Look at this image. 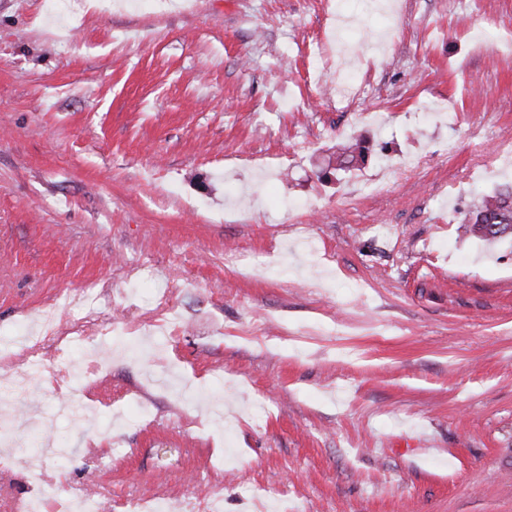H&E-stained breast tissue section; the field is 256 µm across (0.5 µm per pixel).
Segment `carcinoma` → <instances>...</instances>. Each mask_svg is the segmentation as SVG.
Returning a JSON list of instances; mask_svg holds the SVG:
<instances>
[{"label": "carcinoma", "instance_id": "obj_1", "mask_svg": "<svg viewBox=\"0 0 512 512\" xmlns=\"http://www.w3.org/2000/svg\"><path fill=\"white\" fill-rule=\"evenodd\" d=\"M459 230L487 242L512 238V187L482 197L461 219Z\"/></svg>", "mask_w": 512, "mask_h": 512}]
</instances>
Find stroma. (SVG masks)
<instances>
[{
    "instance_id": "35a3bbf8",
    "label": "stroma",
    "mask_w": 512,
    "mask_h": 512,
    "mask_svg": "<svg viewBox=\"0 0 512 512\" xmlns=\"http://www.w3.org/2000/svg\"><path fill=\"white\" fill-rule=\"evenodd\" d=\"M386 3L0 0V512H512V0ZM459 230L487 242L512 238V187L482 197L459 223Z\"/></svg>"
}]
</instances>
